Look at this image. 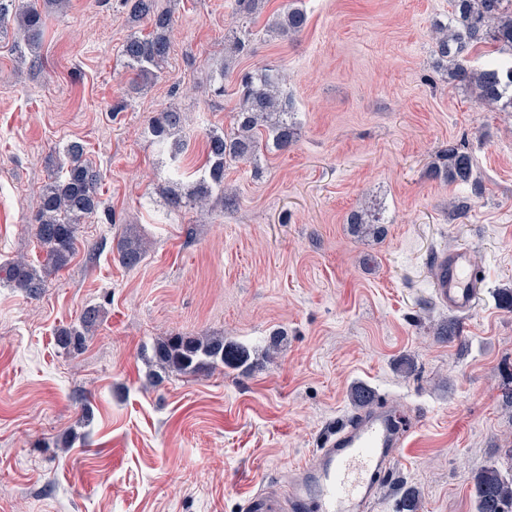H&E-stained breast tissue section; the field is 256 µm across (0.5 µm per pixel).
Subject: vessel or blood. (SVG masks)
Wrapping results in <instances>:
<instances>
[{
    "label": "vessel or blood",
    "instance_id": "b4317fda",
    "mask_svg": "<svg viewBox=\"0 0 512 512\" xmlns=\"http://www.w3.org/2000/svg\"><path fill=\"white\" fill-rule=\"evenodd\" d=\"M434 292L449 311L465 315L478 299L484 275L469 248L436 252ZM413 425L375 405L354 423H339L321 440L318 452L299 469L288 493L290 512H370L398 456L401 438Z\"/></svg>",
    "mask_w": 512,
    "mask_h": 512
}]
</instances>
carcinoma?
Returning <instances> with one entry per match:
<instances>
[{
  "label": "carcinoma",
  "instance_id": "cac0c4a2",
  "mask_svg": "<svg viewBox=\"0 0 512 512\" xmlns=\"http://www.w3.org/2000/svg\"><path fill=\"white\" fill-rule=\"evenodd\" d=\"M262 0H235V14L248 19L261 9ZM133 23L145 22L150 31L131 34L122 44L121 55L136 79L147 83L158 77L168 58L169 33L173 27L171 9L159 6V0H125ZM64 7L63 0H0V41L6 39L10 24L22 33L31 53H37L40 38L51 8ZM448 23L437 24L432 31L433 54L437 66L444 68L448 82L464 87L483 105L512 112V0H450ZM308 15L294 2L285 4L274 23V31L292 36L304 31ZM486 44L495 45V54H485L484 64L470 65V55ZM282 75L271 69L246 72L239 82V104L229 132L212 131L207 140L206 169L203 178L188 193V201L172 191L175 207L187 205L204 209L214 193H221L224 207L235 199L224 194V170L232 162L256 161L262 141H270L278 150H286L297 138L293 111L283 95ZM183 123V115L165 109L151 118L150 130L160 141L168 139ZM84 148L70 144L58 160V174L43 185L36 203V238L45 251L39 265L24 259L0 265L4 280L29 295L44 288L47 275L61 269L75 249L76 226L97 213L101 201L97 195L99 172L85 159ZM429 176L448 184L474 182V162L469 152L450 144L431 166ZM348 223L363 233L376 234L380 227L368 210L350 213ZM143 256L139 241L122 244L119 259L134 267ZM100 310L85 309L80 326L58 331L60 348L71 353L81 351L86 334L96 326ZM247 349L225 344L222 336H165L153 344L151 361L165 373L197 375L219 364L234 369L249 367ZM473 482L477 512H512V479H506L493 465L474 470Z\"/></svg>",
  "mask_w": 512,
  "mask_h": 512
}]
</instances>
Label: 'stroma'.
I'll list each match as a JSON object with an SVG mask.
<instances>
[{
  "mask_svg": "<svg viewBox=\"0 0 512 512\" xmlns=\"http://www.w3.org/2000/svg\"><path fill=\"white\" fill-rule=\"evenodd\" d=\"M283 4L265 0L250 52L228 60L234 0H175L164 69L138 89L119 48L149 28L122 0H70L37 55L0 43V263L42 261L31 217L67 145L102 175L101 212L41 295L0 284V512L287 499L289 472L353 412L356 385L417 422L374 512H398L409 488L418 512H477L475 467L512 478V112L436 69L431 32L449 0H299L309 24L290 39L270 30ZM264 68L288 76L297 141L226 168L234 207L172 209L168 188L205 170L208 133L232 128L238 73ZM168 107L184 116L179 152L149 128ZM451 143L473 156L477 185L427 176ZM361 207L382 235L347 224ZM126 237L147 246L131 268ZM459 245L485 278L467 315L431 288L433 255ZM91 306L94 335L66 353L58 330ZM449 321L459 338H438ZM174 334L243 344L254 367L152 381L150 347Z\"/></svg>",
  "mask_w": 512,
  "mask_h": 512,
  "instance_id": "obj_1",
  "label": "stroma"
}]
</instances>
